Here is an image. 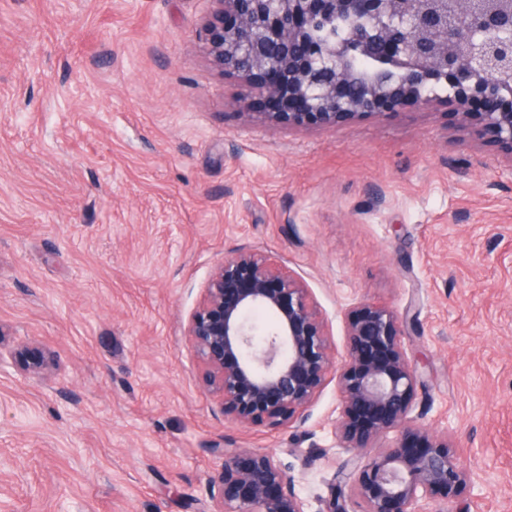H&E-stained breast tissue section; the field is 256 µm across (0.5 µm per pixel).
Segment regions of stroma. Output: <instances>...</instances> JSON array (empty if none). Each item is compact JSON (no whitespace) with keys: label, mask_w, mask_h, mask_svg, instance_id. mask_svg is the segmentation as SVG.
<instances>
[{"label":"stroma","mask_w":512,"mask_h":512,"mask_svg":"<svg viewBox=\"0 0 512 512\" xmlns=\"http://www.w3.org/2000/svg\"><path fill=\"white\" fill-rule=\"evenodd\" d=\"M210 0H0V512H210L212 449L288 466L324 512L353 458L337 380L302 420L226 419L184 335L226 254L310 289L343 355L364 303L416 320L410 415L474 479L423 512H512V161L453 106L268 120L200 51ZM4 333L0 329V366L16 361L18 357H25V371L34 376H42L49 371L54 364V358L50 351L44 347H30L23 345L10 351L8 356L4 354Z\"/></svg>","instance_id":"stroma-1"}]
</instances>
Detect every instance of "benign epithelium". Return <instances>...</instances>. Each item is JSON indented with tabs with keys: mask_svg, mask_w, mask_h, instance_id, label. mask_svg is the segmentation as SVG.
<instances>
[{
	"mask_svg": "<svg viewBox=\"0 0 512 512\" xmlns=\"http://www.w3.org/2000/svg\"><path fill=\"white\" fill-rule=\"evenodd\" d=\"M200 48L224 74L262 98L266 116L290 126L335 127L360 114L394 113L443 100L460 124L512 159V6L503 0H211ZM370 54L379 73L355 67ZM339 367L325 320L305 284L271 256L242 248L224 256L204 287L185 336L207 390L242 426H285L303 416L336 370L342 399L336 438L364 458L348 489L364 512H418L422 499L450 502L471 480L448 434L409 417L420 375L403 336L413 323L381 306L350 311ZM42 376L50 351L23 345ZM401 430L415 446L372 451ZM212 512H305L293 477L274 455L219 448Z\"/></svg>",
	"mask_w": 512,
	"mask_h": 512,
	"instance_id": "benign-epithelium-1",
	"label": "benign epithelium"
}]
</instances>
